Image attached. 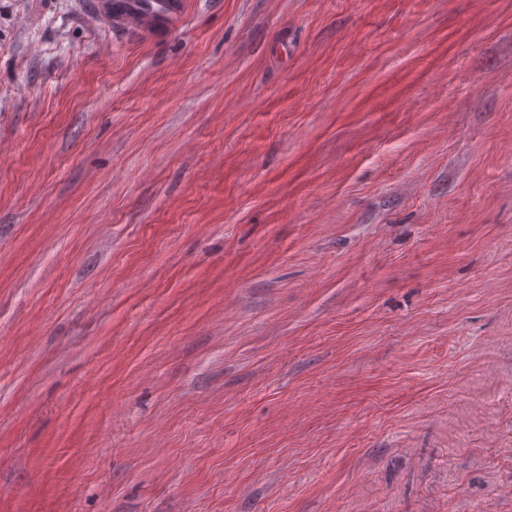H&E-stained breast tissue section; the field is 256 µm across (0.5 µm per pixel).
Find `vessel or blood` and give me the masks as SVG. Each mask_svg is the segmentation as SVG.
<instances>
[{
	"instance_id": "1",
	"label": "vessel or blood",
	"mask_w": 512,
	"mask_h": 512,
	"mask_svg": "<svg viewBox=\"0 0 512 512\" xmlns=\"http://www.w3.org/2000/svg\"><path fill=\"white\" fill-rule=\"evenodd\" d=\"M187 7L188 0H89L84 21L127 40H150L174 32Z\"/></svg>"
}]
</instances>
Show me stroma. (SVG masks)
I'll return each mask as SVG.
<instances>
[{"mask_svg": "<svg viewBox=\"0 0 512 512\" xmlns=\"http://www.w3.org/2000/svg\"><path fill=\"white\" fill-rule=\"evenodd\" d=\"M0 0V512H512V0ZM88 27L111 29L125 40H150L174 32L182 23L187 0H88Z\"/></svg>", "mask_w": 512, "mask_h": 512, "instance_id": "35a3bbf8", "label": "stroma"}]
</instances>
